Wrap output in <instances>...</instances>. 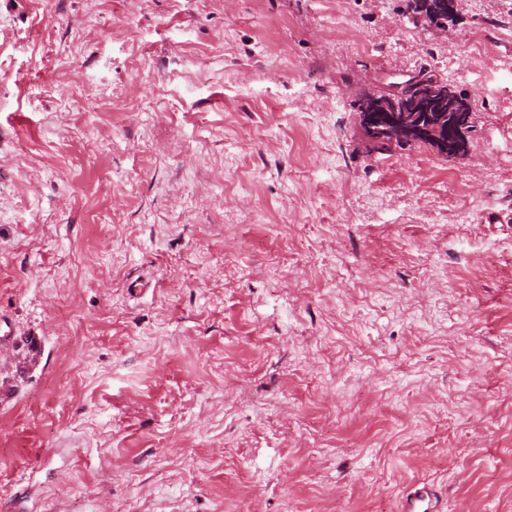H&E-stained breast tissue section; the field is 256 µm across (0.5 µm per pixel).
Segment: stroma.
I'll return each mask as SVG.
<instances>
[{
    "mask_svg": "<svg viewBox=\"0 0 512 512\" xmlns=\"http://www.w3.org/2000/svg\"><path fill=\"white\" fill-rule=\"evenodd\" d=\"M5 316L0 512H512V0H0ZM424 2H427V0H423ZM448 0H431L433 4L443 5V9L441 12L443 13V16L441 18V13L434 12L433 10L427 11V7L429 6L430 2H427L426 8L422 9L421 14L413 16V24L416 26H423L426 28H429L431 30L437 31L441 33L442 35H448V30L450 27H453L454 24L450 23V20L447 22V13L444 8L445 3ZM445 19V20H444ZM421 79L419 72L415 71L402 74L390 86H383L389 101V106L383 108H370L360 112L364 97L371 96L365 93L357 98L354 103L356 128L366 149L378 154L398 145L406 146L426 138L433 140L445 152L450 149L453 159H464L470 151L471 136L476 123L475 111L470 100L452 89L441 75L435 81L448 102L435 96L432 99L434 111L431 116L435 118L444 115V123H448H435L430 114L423 115L416 124H407L401 119L399 112H406L411 105L416 107L417 112L429 113L428 97L421 93L411 97V92L422 87ZM410 88L412 91L409 93ZM425 118L427 121L424 123Z\"/></svg>",
    "mask_w": 512,
    "mask_h": 512,
    "instance_id": "1",
    "label": "stroma"
}]
</instances>
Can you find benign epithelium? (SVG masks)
<instances>
[{
  "label": "benign epithelium",
  "instance_id": "obj_1",
  "mask_svg": "<svg viewBox=\"0 0 512 512\" xmlns=\"http://www.w3.org/2000/svg\"><path fill=\"white\" fill-rule=\"evenodd\" d=\"M413 24L443 35L452 27V23L441 18V13L425 8L413 16ZM436 84L448 99V123H435L428 115L430 99L418 93L422 87L419 72L403 74L383 87L389 105L356 113V128L366 149L378 154L426 138L443 150H451L453 159H464L469 154L476 123L473 105L442 76H437Z\"/></svg>",
  "mask_w": 512,
  "mask_h": 512
}]
</instances>
